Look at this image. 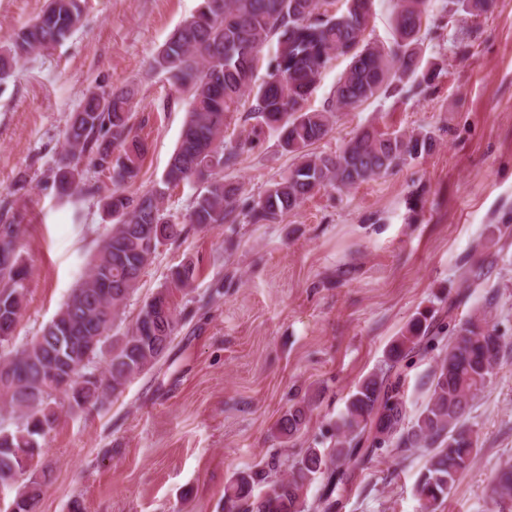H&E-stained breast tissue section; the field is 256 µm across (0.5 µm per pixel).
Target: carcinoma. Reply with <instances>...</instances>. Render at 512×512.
<instances>
[{"label": "carcinoma", "instance_id": "obj_1", "mask_svg": "<svg viewBox=\"0 0 512 512\" xmlns=\"http://www.w3.org/2000/svg\"><path fill=\"white\" fill-rule=\"evenodd\" d=\"M430 0H396L392 42L365 41L374 0H345L330 14L323 0H202L158 49L153 68L169 75L177 92L187 95L188 110L178 145L161 186L137 197L120 186L138 177L147 144L131 123L132 93L96 87L71 114L55 159L53 187L70 200L91 191L81 163L112 173L116 188L105 197L112 224L90 256L85 277L39 334L18 347L14 333L0 336V484L23 480L16 512H35L50 470L38 468L40 440L59 419L52 400L62 395L74 414L103 406L121 395L134 379L166 356L179 327L173 298L188 294L196 277L189 259L140 308L133 325L110 336L131 294L160 247L177 242L186 225L234 224L241 187L224 179L244 144L224 140L233 114L248 113L280 132V146L294 156L288 173L247 204L250 224H279L314 193L332 187L350 189L389 174L410 159L430 153L428 132L359 129L340 150L315 152L336 123V112L357 108L381 96L402 97L431 88L442 67L424 56ZM497 0H443L449 22L494 12ZM81 0H46L41 13L0 51V79L19 61L62 43L82 23ZM275 42L262 81L258 55ZM348 61L332 98L321 110L308 107L323 69L334 58ZM196 181L203 187L183 221L162 208L166 191ZM17 217L0 212V333L18 325L27 298L29 269L19 242ZM498 240H479L459 268L458 291L448 305L420 312L388 346L384 366L360 381L336 425L329 448H307L289 474L273 478L285 462L273 457L233 477L224 488L229 512H338L339 492L356 472L369 467L385 450H427L415 484L422 512H436L459 474L476 456L477 440L467 425L471 402L490 383L506 346L505 336L486 315L463 320L455 311L465 305ZM437 352L427 375L426 403L408 421L404 400L406 368L417 357ZM106 354L105 370L96 360ZM307 424V410L294 405L277 423L278 437L290 439ZM321 480L314 501L311 484ZM269 489L254 495L257 485ZM512 498V466L504 467L491 489L498 503Z\"/></svg>", "mask_w": 512, "mask_h": 512}]
</instances>
